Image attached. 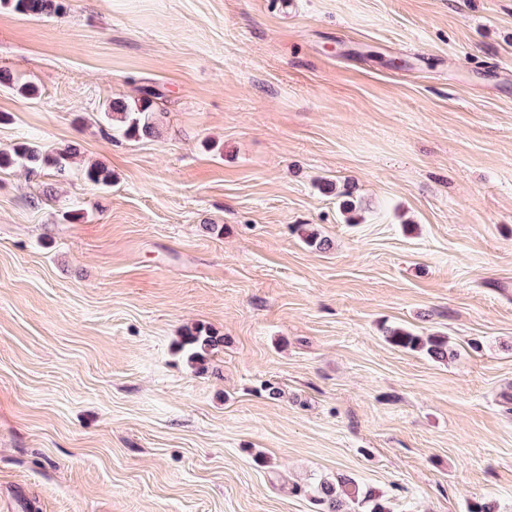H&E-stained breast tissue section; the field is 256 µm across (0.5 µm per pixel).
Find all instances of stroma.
Returning a JSON list of instances; mask_svg holds the SVG:
<instances>
[{
	"mask_svg": "<svg viewBox=\"0 0 512 512\" xmlns=\"http://www.w3.org/2000/svg\"><path fill=\"white\" fill-rule=\"evenodd\" d=\"M68 5L0 0V151L68 153L0 170V512H512V0ZM15 12L25 16H41L43 14L54 13L64 15L67 12L68 5L65 0H4ZM160 94L148 89L133 101L113 100L104 109L107 121L120 123L128 137H152L156 133V105ZM224 344L222 336H215L205 328H194L189 330L181 340V348L187 354L191 364L204 366L209 356ZM386 341L392 346L425 353L435 360L444 361L453 356V350L448 346V337L441 334L420 336L419 334L401 327H388L384 331ZM316 501L324 512H390L383 495L374 489L362 487L355 480L339 477L334 483L323 480L316 488Z\"/></svg>",
	"mask_w": 512,
	"mask_h": 512,
	"instance_id": "stroma-1",
	"label": "stroma"
}]
</instances>
